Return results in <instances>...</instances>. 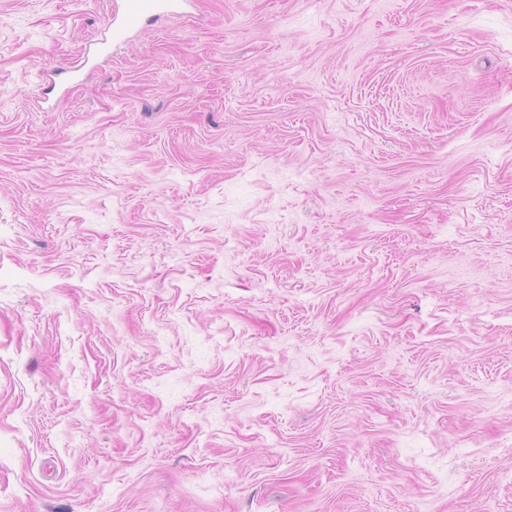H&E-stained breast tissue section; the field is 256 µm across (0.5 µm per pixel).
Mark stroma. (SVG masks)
<instances>
[{"instance_id":"obj_1","label":"stroma","mask_w":512,"mask_h":512,"mask_svg":"<svg viewBox=\"0 0 512 512\" xmlns=\"http://www.w3.org/2000/svg\"><path fill=\"white\" fill-rule=\"evenodd\" d=\"M0 0V512H512V0ZM108 25L114 42H127L157 17L177 13L189 0H119Z\"/></svg>"}]
</instances>
